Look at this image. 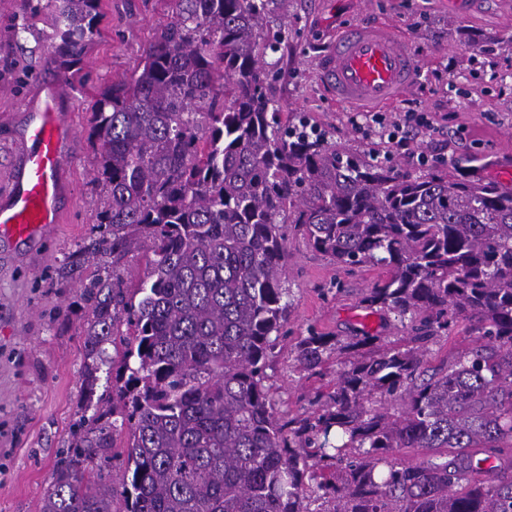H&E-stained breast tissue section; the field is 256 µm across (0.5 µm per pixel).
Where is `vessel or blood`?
<instances>
[{
	"label": "vessel or blood",
	"mask_w": 512,
	"mask_h": 512,
	"mask_svg": "<svg viewBox=\"0 0 512 512\" xmlns=\"http://www.w3.org/2000/svg\"><path fill=\"white\" fill-rule=\"evenodd\" d=\"M337 102L377 108L410 89L417 63L408 42L387 26H359L336 39L319 63ZM60 87L26 108V148L0 199V244L25 245L48 238L59 223L67 195L64 179L72 128L61 105Z\"/></svg>",
	"instance_id": "1"
}]
</instances>
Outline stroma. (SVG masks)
Segmentation results:
<instances>
[{
	"label": "stroma",
	"instance_id": "1",
	"mask_svg": "<svg viewBox=\"0 0 512 512\" xmlns=\"http://www.w3.org/2000/svg\"><path fill=\"white\" fill-rule=\"evenodd\" d=\"M100 34L72 71L50 60L52 11L29 0H0V192L7 189L25 144L24 107L45 85L67 86L75 125L64 217L48 241L20 254L0 253V512H40L70 425L82 400L84 328L90 311L79 288L58 274L89 244L99 206L90 127L94 104L112 82L131 79L144 51L175 15L174 0H100ZM364 23L392 25L418 60L411 90L369 113L329 94L317 65L340 33ZM279 74L269 94L289 123L305 115L329 142L355 155L379 149L416 175L418 154L445 163L478 158L480 176L504 181L512 171V0H290L288 27L277 53ZM418 112L422 126H405ZM402 126L404 145L386 135ZM379 266L344 268L288 234L285 285L290 316L266 371L278 412H308L344 366L332 355L321 375L299 369L295 352L310 333L347 339L355 330L394 341L384 313L364 308Z\"/></svg>",
	"mask_w": 512,
	"mask_h": 512
}]
</instances>
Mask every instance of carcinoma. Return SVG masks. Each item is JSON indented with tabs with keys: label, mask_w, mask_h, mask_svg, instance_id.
Instances as JSON below:
<instances>
[{
	"label": "carcinoma",
	"mask_w": 512,
	"mask_h": 512,
	"mask_svg": "<svg viewBox=\"0 0 512 512\" xmlns=\"http://www.w3.org/2000/svg\"><path fill=\"white\" fill-rule=\"evenodd\" d=\"M48 3L68 70L99 33V0ZM287 3L175 0L137 74L96 101L100 207L80 252L112 273L81 281L84 402L41 512H512V187L442 162L409 175L283 125L264 30ZM288 224L340 265L384 268L363 303L407 335L304 337L308 374L347 360L285 419L264 379L290 314ZM140 250L130 295L120 267ZM462 324L471 346L427 370L428 345ZM104 367L122 382L110 409L94 402ZM402 448L431 454L398 463Z\"/></svg>",
	"instance_id": "carcinoma-1"
}]
</instances>
